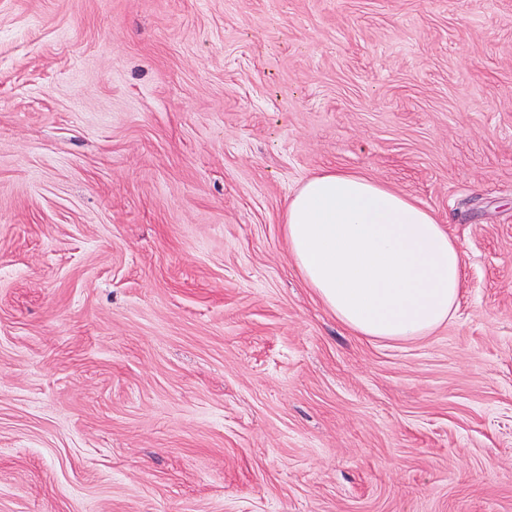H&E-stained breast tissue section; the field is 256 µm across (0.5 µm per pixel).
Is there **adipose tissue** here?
<instances>
[{
	"label": "adipose tissue",
	"mask_w": 512,
	"mask_h": 512,
	"mask_svg": "<svg viewBox=\"0 0 512 512\" xmlns=\"http://www.w3.org/2000/svg\"><path fill=\"white\" fill-rule=\"evenodd\" d=\"M284 222L303 279L355 333L408 341L453 317L464 278L462 252L411 199L333 169L301 183Z\"/></svg>",
	"instance_id": "ef3b65f1"
}]
</instances>
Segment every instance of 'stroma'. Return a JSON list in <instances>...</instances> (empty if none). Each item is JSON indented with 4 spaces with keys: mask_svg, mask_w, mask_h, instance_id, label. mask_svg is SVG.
<instances>
[{
    "mask_svg": "<svg viewBox=\"0 0 512 512\" xmlns=\"http://www.w3.org/2000/svg\"><path fill=\"white\" fill-rule=\"evenodd\" d=\"M329 169L460 245L450 322L320 302ZM0 512H512V0H0Z\"/></svg>",
    "mask_w": 512,
    "mask_h": 512,
    "instance_id": "1",
    "label": "stroma"
}]
</instances>
